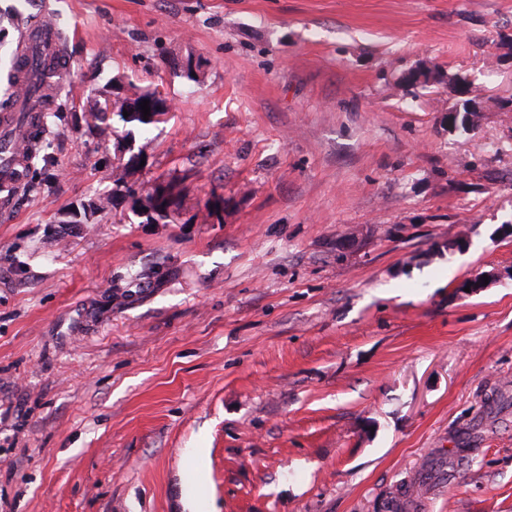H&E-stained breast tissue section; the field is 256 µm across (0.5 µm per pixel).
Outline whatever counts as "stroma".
<instances>
[{
    "mask_svg": "<svg viewBox=\"0 0 512 512\" xmlns=\"http://www.w3.org/2000/svg\"><path fill=\"white\" fill-rule=\"evenodd\" d=\"M45 2L0 512H512V0ZM33 13L0 0V113ZM154 88L167 121L99 133ZM158 186L173 221L125 196Z\"/></svg>",
    "mask_w": 512,
    "mask_h": 512,
    "instance_id": "stroma-1",
    "label": "stroma"
}]
</instances>
